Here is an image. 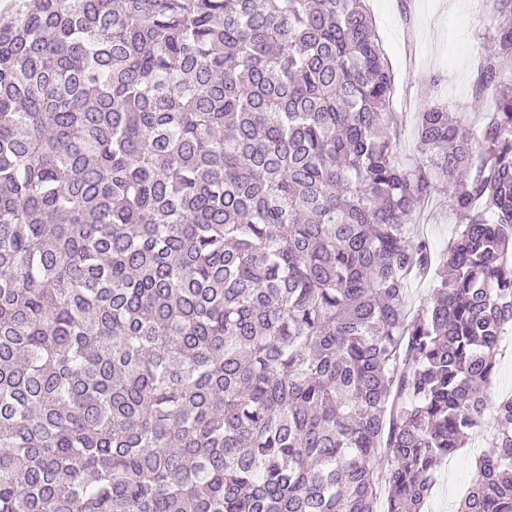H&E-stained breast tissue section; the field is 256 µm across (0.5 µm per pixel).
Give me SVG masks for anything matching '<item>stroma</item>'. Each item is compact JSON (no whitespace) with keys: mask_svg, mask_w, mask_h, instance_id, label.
Listing matches in <instances>:
<instances>
[{"mask_svg":"<svg viewBox=\"0 0 512 512\" xmlns=\"http://www.w3.org/2000/svg\"><path fill=\"white\" fill-rule=\"evenodd\" d=\"M373 24L395 74L393 109L402 118L398 157H420L415 127L425 105H447L478 123L473 107L479 55L493 27V0H367ZM415 231L443 253L457 219L444 198L432 194L416 215ZM479 445L460 449L437 476L427 512H454L474 477Z\"/></svg>","mask_w":512,"mask_h":512,"instance_id":"stroma-1","label":"stroma"}]
</instances>
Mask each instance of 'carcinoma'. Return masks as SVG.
<instances>
[{
	"label": "carcinoma",
	"instance_id": "1",
	"mask_svg": "<svg viewBox=\"0 0 512 512\" xmlns=\"http://www.w3.org/2000/svg\"><path fill=\"white\" fill-rule=\"evenodd\" d=\"M478 131L395 158L366 0H12L0 24V512H512V0ZM433 189L460 224L412 235ZM434 271L430 304L405 312ZM432 274L410 281L406 293V311L414 315L428 305L431 297ZM497 370L489 388L492 402L512 396V348L504 350L497 357ZM480 444L473 443L461 448L448 459V464L437 476L432 496L424 508L427 512H454L457 502L473 480L474 459L481 449Z\"/></svg>",
	"mask_w": 512,
	"mask_h": 512
}]
</instances>
